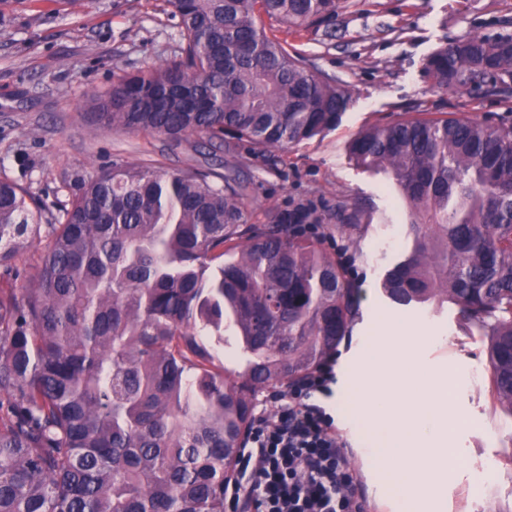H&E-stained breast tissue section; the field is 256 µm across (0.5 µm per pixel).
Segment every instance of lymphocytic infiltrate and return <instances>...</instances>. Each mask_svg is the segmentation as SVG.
Here are the masks:
<instances>
[{"instance_id":"lymphocytic-infiltrate-1","label":"lymphocytic infiltrate","mask_w":512,"mask_h":512,"mask_svg":"<svg viewBox=\"0 0 512 512\" xmlns=\"http://www.w3.org/2000/svg\"><path fill=\"white\" fill-rule=\"evenodd\" d=\"M331 379L322 367L274 393L275 412L255 417L224 489L233 512H362L335 420L311 401Z\"/></svg>"}]
</instances>
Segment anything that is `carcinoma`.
Segmentation results:
<instances>
[{
  "instance_id": "carcinoma-1",
  "label": "carcinoma",
  "mask_w": 512,
  "mask_h": 512,
  "mask_svg": "<svg viewBox=\"0 0 512 512\" xmlns=\"http://www.w3.org/2000/svg\"><path fill=\"white\" fill-rule=\"evenodd\" d=\"M174 56L93 98L104 128L231 152L297 145L336 127L349 98L288 53L262 17L304 29L339 0H164ZM440 89L493 77L512 91V37L474 36L427 62ZM352 159L412 205L414 250L383 283L399 305L450 301L488 339L494 398L512 411V124L414 117L373 127ZM233 174L115 162L47 222L0 178V278L38 241L36 274L0 287V512H224L254 398L330 359L359 314L343 262L299 206L275 230L244 223ZM236 339L218 368L202 337Z\"/></svg>"
}]
</instances>
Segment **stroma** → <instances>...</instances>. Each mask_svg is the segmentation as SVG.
I'll return each instance as SVG.
<instances>
[{
    "instance_id": "35a3bbf8",
    "label": "stroma",
    "mask_w": 512,
    "mask_h": 512,
    "mask_svg": "<svg viewBox=\"0 0 512 512\" xmlns=\"http://www.w3.org/2000/svg\"><path fill=\"white\" fill-rule=\"evenodd\" d=\"M506 34L512 35V0H340L331 21L287 35L289 49L348 95L336 128L262 155L231 154L195 135L175 142L115 131L95 119L93 95L177 49L179 21L157 0H0V176L21 180L54 209L115 161L167 172L195 166L233 171L248 186L247 223L268 224L277 212L307 205L321 219L324 249L350 262L361 294L360 314L330 360L335 376L381 318L432 327L441 341L426 358L456 368L466 420L454 444L459 461L448 469L444 512H512V411L494 400L489 380L469 381L472 368L488 363L487 341L466 335L453 303L400 306L387 297L385 276L414 243L409 206L387 173L358 166L348 150L359 132L420 112L512 122V94L444 91L426 69L451 42ZM345 201L362 205L366 216L343 232ZM312 400L333 416L368 512H395L377 486L368 441L343 410L339 384Z\"/></svg>"
}]
</instances>
